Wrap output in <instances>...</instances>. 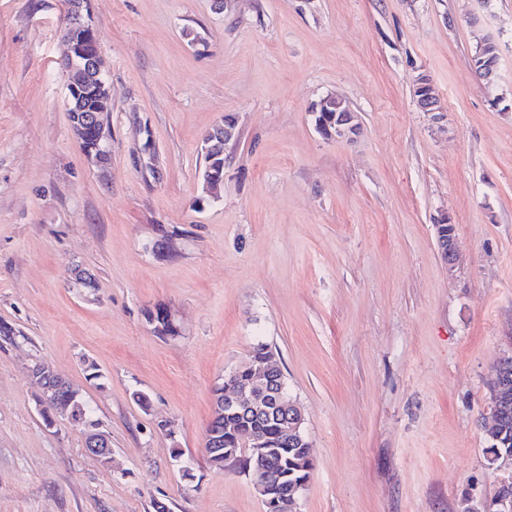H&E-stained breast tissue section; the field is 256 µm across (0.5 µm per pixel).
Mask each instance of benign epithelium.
<instances>
[{"label":"benign epithelium","instance_id":"1","mask_svg":"<svg viewBox=\"0 0 512 512\" xmlns=\"http://www.w3.org/2000/svg\"><path fill=\"white\" fill-rule=\"evenodd\" d=\"M74 19L63 33L64 41L70 49L69 55V99L79 103L78 115L71 121L76 136H81L90 126L96 133V148L107 149L105 114L109 110V94L104 78L103 61L99 48L86 50L88 40L93 36V29L83 21V3L74 5ZM413 96L418 108L423 112H440V99L434 93L430 80L419 77L413 84ZM315 127L324 136L348 138L359 132L356 113L349 104L335 96H325L311 107ZM438 249L448 269L456 265L454 225L448 224V237L438 238ZM274 356L254 359L251 362L252 375L244 385L236 384L238 371L225 376L228 388L224 393L221 407L214 410V416H251L266 414L275 418L281 430L286 434L299 431L303 418L294 401L288 399L284 392L282 372L273 363ZM512 378V355L503 357L497 366L496 377L489 394V417L484 424V431L490 435L499 425V415L505 410L507 399L500 391ZM208 453L229 462L237 457L239 439L211 433L207 438ZM249 455L260 460L266 457L273 442L263 433H257L246 440ZM86 451L109 464L112 462V446L108 432L103 425L96 427V432L89 436Z\"/></svg>","mask_w":512,"mask_h":512}]
</instances>
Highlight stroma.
I'll return each instance as SVG.
<instances>
[{
    "mask_svg": "<svg viewBox=\"0 0 512 512\" xmlns=\"http://www.w3.org/2000/svg\"><path fill=\"white\" fill-rule=\"evenodd\" d=\"M66 10L0 0V322L22 333L0 339V512H265L248 471L204 453L215 386L260 342L312 444L299 512L491 505L507 478L481 424L512 353V0H88L102 166L70 126ZM486 39L491 86L471 65ZM422 75L441 111L418 109ZM327 95L359 137L316 130ZM228 114L215 200L203 137ZM159 308L175 334L149 321ZM38 361L104 424L110 466L67 419L45 426Z\"/></svg>",
    "mask_w": 512,
    "mask_h": 512,
    "instance_id": "obj_1",
    "label": "stroma"
}]
</instances>
